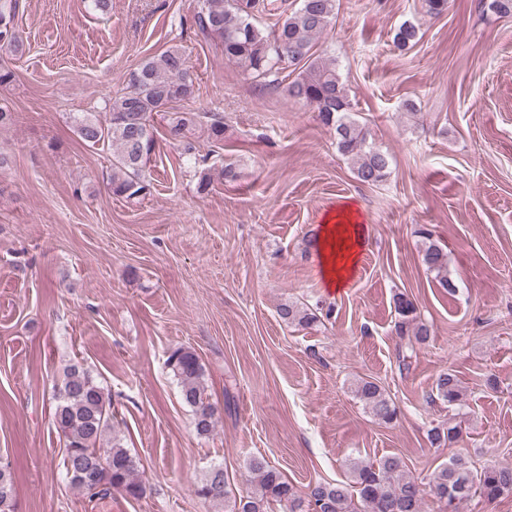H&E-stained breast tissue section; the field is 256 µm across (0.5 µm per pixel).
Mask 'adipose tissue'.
I'll return each instance as SVG.
<instances>
[{"instance_id":"obj_1","label":"adipose tissue","mask_w":512,"mask_h":512,"mask_svg":"<svg viewBox=\"0 0 512 512\" xmlns=\"http://www.w3.org/2000/svg\"><path fill=\"white\" fill-rule=\"evenodd\" d=\"M359 218V210L345 204L326 214L321 222L318 246L328 287H344L356 269L365 232Z\"/></svg>"}]
</instances>
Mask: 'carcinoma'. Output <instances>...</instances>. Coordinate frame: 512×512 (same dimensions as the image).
<instances>
[{
	"mask_svg": "<svg viewBox=\"0 0 512 512\" xmlns=\"http://www.w3.org/2000/svg\"><path fill=\"white\" fill-rule=\"evenodd\" d=\"M195 24L199 31L218 38L224 57L244 73L269 85H280L279 75L292 66L301 67L287 84L288 96L318 112L322 123L334 132L336 146L348 161L358 181L376 185L389 175L390 157L369 141V133L351 113L345 83L336 62L317 52L316 40L327 31L336 10V0H197ZM19 0H0V49L19 53L24 43L16 27ZM264 16L275 17L268 28L258 25ZM419 40L418 28L402 23L393 36L394 45L404 51ZM194 95V80L183 52L170 47L143 61L129 75L126 89L106 104L108 117L100 120L91 113L74 117V129L88 146L112 145V175L108 189L116 196L135 199L149 191L144 169L159 147L155 116L168 115L167 139L183 143L189 163L199 164L187 133L201 115L177 110V104ZM422 265L439 277L442 287L451 290L448 280V253L432 239L427 228L418 230ZM396 335L409 351L427 341L430 332L417 314V306L403 292L393 295ZM287 324L310 326L318 316L294 303L277 309ZM167 366L178 380L183 401L192 408L197 434L210 435L216 425V409L204 384V371L197 353L185 346L169 351ZM437 399L450 406L461 405L460 380L453 371L436 378ZM356 395L381 424L397 418L381 387L369 380L356 386ZM54 426L65 438L63 469L71 485L93 499L118 492L140 499L146 485L137 477V464L117 438H108L112 429V399L90 374L78 365L67 369L57 398ZM458 426L434 427L429 439L437 444L453 442ZM255 485L252 495L240 500L230 496L224 469H212L196 487V494L224 512H274L279 505L286 512H424L423 482L406 471L397 455L378 464L361 459L347 463L350 482H315L299 494L275 467L254 457L247 465ZM432 495L446 512H461V505L479 496L488 502L512 494V466L487 464L479 468L457 456L434 470L428 478ZM14 481L11 471L0 466V512H14Z\"/></svg>",
	"mask_w": 512,
	"mask_h": 512,
	"instance_id": "cac0c4a2",
	"label": "carcinoma"
}]
</instances>
